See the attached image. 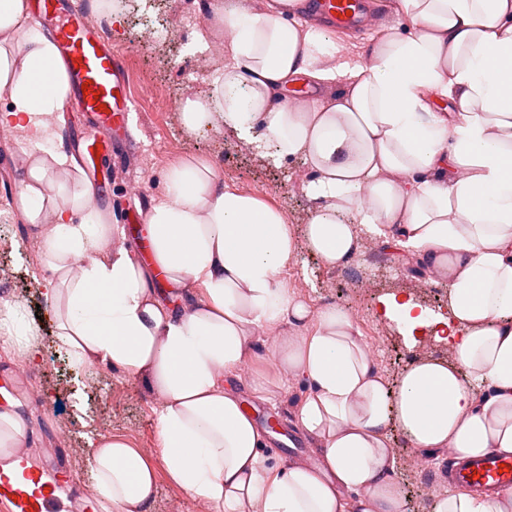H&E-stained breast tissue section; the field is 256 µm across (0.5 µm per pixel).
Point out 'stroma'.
Listing matches in <instances>:
<instances>
[{
  "label": "stroma",
  "instance_id": "obj_1",
  "mask_svg": "<svg viewBox=\"0 0 512 512\" xmlns=\"http://www.w3.org/2000/svg\"><path fill=\"white\" fill-rule=\"evenodd\" d=\"M136 16H128L122 34L112 42L124 52L135 100L134 130L131 142L123 145L121 163L104 165L84 173L88 185L97 186L112 202L113 223L123 225L134 235L137 218L152 201L163 198L166 177L184 156L212 158L224 183L230 189L255 196L284 211L295 237H302L315 210L314 201L297 174L305 164L295 157L277 163L264 148L236 152L237 141L223 130L211 129L192 136L181 124L177 102L206 93L216 69L203 60L190 43L194 28L184 27L180 38L148 51L138 50L134 40ZM25 145L21 133L0 140V301L14 306V315L0 322V339L9 351L0 354V377L20 365L13 377L16 397L27 406L26 423L30 432L27 453L54 479H72L82 494L71 500L65 512H112L111 504L96 498L90 453L94 442L104 434L128 441L146 456L156 472L152 512H206L205 500L180 488L168 477L157 443L159 403L146 383L138 377L95 364L74 373L54 336L52 302L44 290L39 231L15 219L10 212L19 193V169ZM421 262L416 255L400 253L382 244L373 250L359 249L351 262L340 268L323 264L305 247H298L282 272L290 293L313 309L335 306L352 318L381 376L389 388H396L405 369L415 358L452 360L451 342L443 320L448 312V287L418 294L414 273ZM368 279L371 291H361L357 283ZM412 298L427 309L433 322L407 338L382 316L386 299ZM40 319V347L36 362L22 363L17 330L27 320ZM225 389L245 400L257 425L269 429L277 425L288 434L291 445L270 439L266 456L285 461L290 448L301 452L300 461L317 465L322 461L318 438L297 430L300 406L310 392L307 381L285 373L265 335H257L236 375L227 377ZM390 446L396 461L394 476L404 495L405 512H434L435 503L449 493L448 485L435 482L433 469L447 464L441 448L414 447L398 428L389 429Z\"/></svg>",
  "mask_w": 512,
  "mask_h": 512
}]
</instances>
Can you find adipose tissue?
Returning a JSON list of instances; mask_svg holds the SVG:
<instances>
[{"label":"adipose tissue","instance_id":"adipose-tissue-1","mask_svg":"<svg viewBox=\"0 0 512 512\" xmlns=\"http://www.w3.org/2000/svg\"><path fill=\"white\" fill-rule=\"evenodd\" d=\"M213 26L195 43L227 38L232 63L204 96L180 108L185 131L215 127L302 157L316 203L303 240L283 213L230 190L216 163L187 157L147 213L142 250L91 202L56 129L71 96L55 43L29 22L28 0H0V126L24 133L16 210L40 231L57 340L74 370L104 364L139 376L161 399L158 445L170 480L215 512H404L387 429L417 448H453L458 461L512 456V0H396L407 31L382 26L367 62L274 4L207 0ZM342 83L340 93L291 101L289 84ZM394 241L448 282L455 356L413 360L387 390L349 314L312 309L280 279L298 243L330 267L361 234ZM196 285L178 309L156 286ZM282 336L283 370L311 392L300 430L323 444L321 465L283 467L224 376L256 333ZM24 404L0 380V473H38L18 449ZM94 493L112 512H151L155 473L118 437L92 450ZM435 512H512V490L461 488Z\"/></svg>","mask_w":512,"mask_h":512}]
</instances>
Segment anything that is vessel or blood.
<instances>
[{
  "label": "vessel or blood",
  "instance_id": "vessel-or-blood-1",
  "mask_svg": "<svg viewBox=\"0 0 512 512\" xmlns=\"http://www.w3.org/2000/svg\"><path fill=\"white\" fill-rule=\"evenodd\" d=\"M328 27L345 30L364 17V0H307ZM84 0H35L32 19L48 29L57 45L73 91L76 108L94 130L78 144L86 166L112 153L114 137L128 130L133 109L126 60L115 50L100 25L89 19ZM454 485L497 492L512 488V458L488 453L459 465H449ZM0 494L11 498L15 512H53L51 497L15 490L0 476Z\"/></svg>",
  "mask_w": 512,
  "mask_h": 512
}]
</instances>
